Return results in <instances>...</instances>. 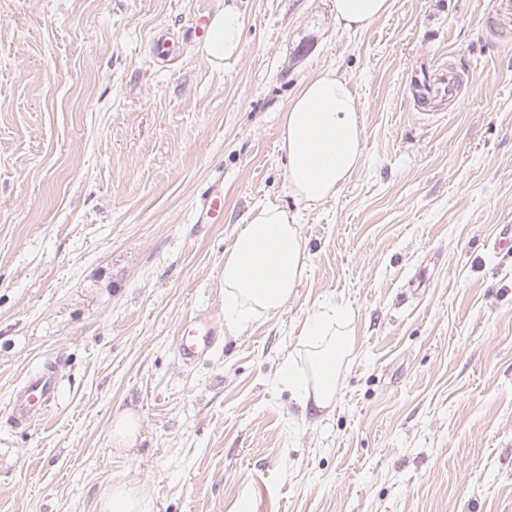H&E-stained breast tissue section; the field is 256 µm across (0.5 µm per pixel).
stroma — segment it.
<instances>
[{"label": "stroma", "instance_id": "35a3bbf8", "mask_svg": "<svg viewBox=\"0 0 512 512\" xmlns=\"http://www.w3.org/2000/svg\"><path fill=\"white\" fill-rule=\"evenodd\" d=\"M224 0H0V512H98L139 487L151 512H512V22L491 0H392L348 31L332 0H237L239 59L194 33ZM325 70L352 86L364 163L306 208L281 115ZM454 72L419 104L413 75ZM224 179V216L196 223ZM298 212L306 275L288 305L224 327V252L250 211ZM348 308L336 406L301 326ZM217 330L176 351L195 314ZM52 366L37 425L8 403ZM136 421L131 441L117 416Z\"/></svg>", "mask_w": 512, "mask_h": 512}]
</instances>
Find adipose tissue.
Masks as SVG:
<instances>
[{"instance_id":"1","label":"adipose tissue","mask_w":512,"mask_h":512,"mask_svg":"<svg viewBox=\"0 0 512 512\" xmlns=\"http://www.w3.org/2000/svg\"><path fill=\"white\" fill-rule=\"evenodd\" d=\"M391 0H333L336 20L362 30L385 16ZM244 21L233 0L209 19L201 54L219 66L244 48ZM364 122L348 81L325 71L308 79L291 98L280 122L279 144L287 162L288 186L296 201L313 207L337 195L364 161ZM309 251L296 215L275 203L255 208L224 253V325L245 329L256 318L276 314L288 303L307 270ZM348 309L316 312L304 322L303 341L313 352L311 375L293 360L279 372L302 408L332 410L336 368L351 348L344 324Z\"/></svg>"}]
</instances>
